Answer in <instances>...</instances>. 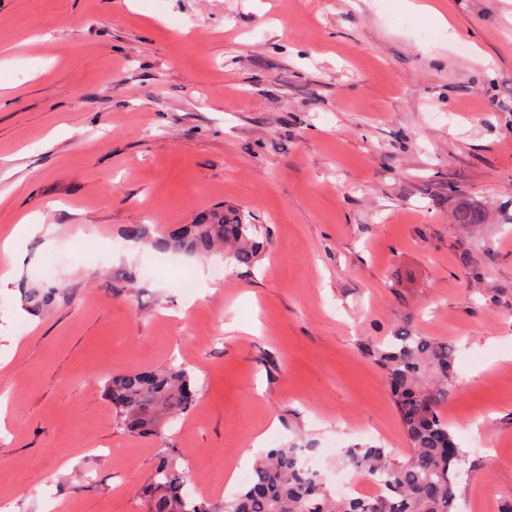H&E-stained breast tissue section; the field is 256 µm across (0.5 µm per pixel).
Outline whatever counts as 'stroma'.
<instances>
[{
  "label": "stroma",
  "mask_w": 512,
  "mask_h": 512,
  "mask_svg": "<svg viewBox=\"0 0 512 512\" xmlns=\"http://www.w3.org/2000/svg\"><path fill=\"white\" fill-rule=\"evenodd\" d=\"M431 2L450 26L404 0H0V226L52 227L0 292V506L145 512L167 446L217 505L226 464L292 442L365 493L346 449L409 452L367 352L405 325L456 346V512L512 500V0ZM223 205L264 227L253 268L152 246ZM172 361L197 405L126 432L106 378Z\"/></svg>",
  "instance_id": "obj_1"
}]
</instances>
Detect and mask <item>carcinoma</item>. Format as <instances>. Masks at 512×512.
Masks as SVG:
<instances>
[{"mask_svg":"<svg viewBox=\"0 0 512 512\" xmlns=\"http://www.w3.org/2000/svg\"><path fill=\"white\" fill-rule=\"evenodd\" d=\"M263 236L261 225L251 223L244 212L214 208L180 233L153 239L152 245L199 257L225 250L235 265L250 269L262 253ZM370 353L387 379L410 454L395 463L384 449L364 446L347 449L345 456L355 471L385 478L387 490L368 498L333 494L319 474L300 463L299 448L289 445L258 458L247 487L216 506L186 496L185 472L164 451L142 487L146 512H453L463 455L441 415L450 392L452 345L406 331ZM105 393L115 401L118 423L137 434L158 432L188 413L197 399L189 371L172 363L114 373Z\"/></svg>","mask_w":512,"mask_h":512,"instance_id":"1","label":"carcinoma"}]
</instances>
